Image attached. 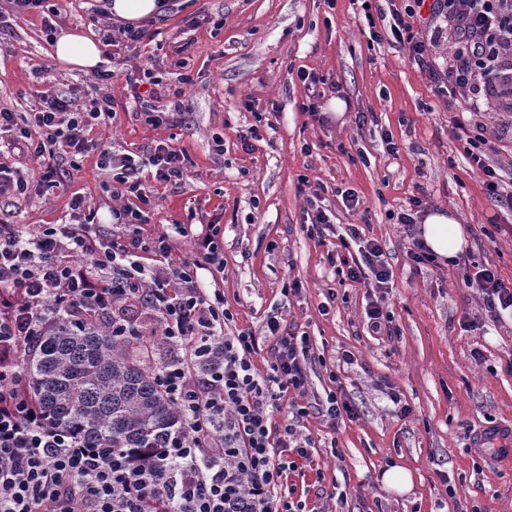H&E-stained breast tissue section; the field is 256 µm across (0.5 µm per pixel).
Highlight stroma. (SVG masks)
I'll list each match as a JSON object with an SVG mask.
<instances>
[{"mask_svg": "<svg viewBox=\"0 0 512 512\" xmlns=\"http://www.w3.org/2000/svg\"><path fill=\"white\" fill-rule=\"evenodd\" d=\"M56 14L12 17L0 34V108L29 115L40 91L87 93L95 75L54 57V30L100 39L96 0H50ZM162 41L141 60L162 80L163 102L181 101L185 124L153 126L135 115L123 77L107 85L115 114L92 127L93 140L146 154L168 143L186 157L182 183H154L143 238L169 233L174 259L194 256L202 225L221 227L224 271L216 283L234 319L233 335H262L268 317L307 334L309 393L341 389L356 419L330 428L308 416L313 463L290 475L313 512H512V466L469 449L490 425L512 426V314L491 319L460 266L417 270L398 221L413 199L453 212L464 224L472 262L512 286V211L497 207L472 169L450 120L458 103L437 96L429 69L412 61L390 30L402 0H169ZM223 19L185 31L191 13ZM373 21H366V14ZM314 74L316 83L302 81ZM341 98L342 113L328 110ZM315 102L318 115L302 109ZM365 123H357V113ZM258 127L260 138L241 137ZM96 153L57 188L38 191L43 169L30 155L0 154L23 170L31 190L0 203V216L37 227L69 218L73 194L111 213L110 177ZM360 203L346 208L342 190ZM320 196L332 225L353 224L381 245L393 270L383 303L390 316L370 333L365 307L374 291L341 278L335 258L357 251L336 236L310 234L309 199ZM397 391L410 413L397 415ZM411 470L413 487L387 490L383 470Z\"/></svg>", "mask_w": 512, "mask_h": 512, "instance_id": "35a3bbf8", "label": "stroma"}]
</instances>
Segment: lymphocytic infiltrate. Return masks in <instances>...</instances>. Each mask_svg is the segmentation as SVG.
Instances as JSON below:
<instances>
[{"label": "lymphocytic infiltrate", "mask_w": 512, "mask_h": 512, "mask_svg": "<svg viewBox=\"0 0 512 512\" xmlns=\"http://www.w3.org/2000/svg\"><path fill=\"white\" fill-rule=\"evenodd\" d=\"M422 6L432 20L449 22L453 52L447 71L432 75L436 93L462 97L473 113L494 100L500 112L511 114L512 0H413L395 12L392 33L421 66L439 39L414 31L411 20ZM113 110L107 94L44 92L32 117L0 109V144L14 148L23 142L45 158L42 179L50 184L61 180L65 166H77L79 157L98 150V166L111 172L112 198L120 203L113 220L142 224L152 203L142 180L145 167L172 184L184 176L185 157L162 143L143 159L96 149L87 131ZM484 130L480 121L452 122L489 193L512 210V192L501 190L500 176L487 162L497 146ZM70 209V224L31 231L0 224V512H308L306 500L288 484L299 460L311 457L312 441L297 427L313 413L334 427L356 418L358 409L332 392L325 401L303 404L307 337L267 320L272 360L262 371L254 363L258 336L248 330L225 334L233 314L224 291L205 287L200 277L204 270H224L219 225H206L197 235L198 259L178 261L166 233L106 240L84 198L74 197ZM350 237L360 246L347 278L386 292L393 272L381 245L361 240L355 229ZM78 258L83 266H75ZM463 283L480 293L491 317L512 310V287L496 270L478 267L464 273ZM139 307L159 320L168 357L156 374L182 424L165 447L134 456L51 427L28 395L18 364L56 318L94 317L112 334L127 336L138 327L133 311ZM283 406L291 417L280 424L275 414Z\"/></svg>", "instance_id": "obj_1"}]
</instances>
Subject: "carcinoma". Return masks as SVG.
<instances>
[{"label":"carcinoma","mask_w":512,"mask_h":512,"mask_svg":"<svg viewBox=\"0 0 512 512\" xmlns=\"http://www.w3.org/2000/svg\"><path fill=\"white\" fill-rule=\"evenodd\" d=\"M132 340L90 320L49 326L28 355V391L52 426L132 454L166 444L181 416Z\"/></svg>","instance_id":"cac0c4a2"}]
</instances>
